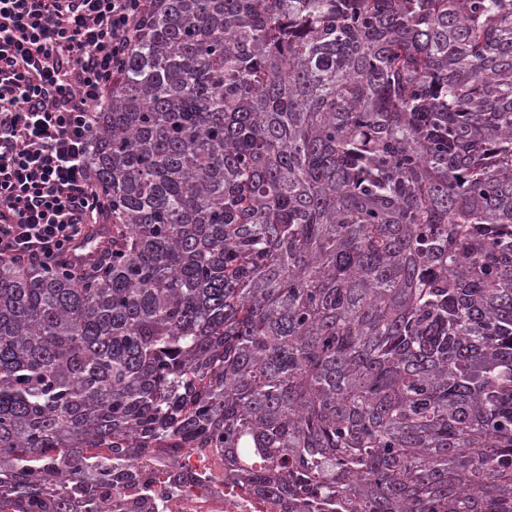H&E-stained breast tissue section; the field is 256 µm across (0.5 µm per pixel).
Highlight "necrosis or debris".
Returning <instances> with one entry per match:
<instances>
[{
    "label": "necrosis or debris",
    "instance_id": "obj_1",
    "mask_svg": "<svg viewBox=\"0 0 512 512\" xmlns=\"http://www.w3.org/2000/svg\"><path fill=\"white\" fill-rule=\"evenodd\" d=\"M136 467L144 473L163 471L177 477V491L167 494L159 489L147 498L136 486L116 488L111 512H132L133 502L142 498L147 501V512H288L279 499L230 483L220 448H187L176 455L154 448L137 461Z\"/></svg>",
    "mask_w": 512,
    "mask_h": 512
}]
</instances>
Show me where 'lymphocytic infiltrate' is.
Masks as SVG:
<instances>
[{
	"label": "lymphocytic infiltrate",
	"mask_w": 512,
	"mask_h": 512,
	"mask_svg": "<svg viewBox=\"0 0 512 512\" xmlns=\"http://www.w3.org/2000/svg\"><path fill=\"white\" fill-rule=\"evenodd\" d=\"M156 0H0V258L74 271L97 108Z\"/></svg>",
	"instance_id": "f902f5d3"
}]
</instances>
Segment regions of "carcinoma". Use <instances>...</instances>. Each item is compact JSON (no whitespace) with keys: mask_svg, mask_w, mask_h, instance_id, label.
<instances>
[{"mask_svg":"<svg viewBox=\"0 0 512 512\" xmlns=\"http://www.w3.org/2000/svg\"><path fill=\"white\" fill-rule=\"evenodd\" d=\"M89 161L112 263L0 258V500L210 442L288 512H512V0H157Z\"/></svg>","mask_w":512,"mask_h":512,"instance_id":"cac0c4a2","label":"carcinoma"}]
</instances>
